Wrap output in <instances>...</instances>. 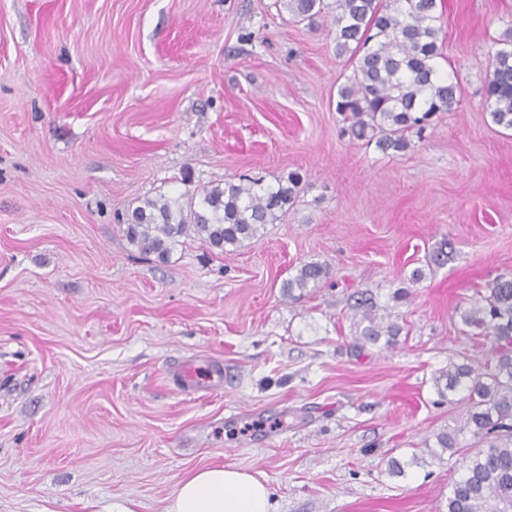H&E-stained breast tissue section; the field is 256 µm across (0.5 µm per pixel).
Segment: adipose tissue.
Segmentation results:
<instances>
[{"instance_id": "ef3b65f1", "label": "adipose tissue", "mask_w": 512, "mask_h": 512, "mask_svg": "<svg viewBox=\"0 0 512 512\" xmlns=\"http://www.w3.org/2000/svg\"><path fill=\"white\" fill-rule=\"evenodd\" d=\"M167 512H274L266 482L245 470L213 464L187 473Z\"/></svg>"}]
</instances>
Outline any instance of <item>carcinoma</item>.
Segmentation results:
<instances>
[{"instance_id":"cac0c4a2","label":"carcinoma","mask_w":512,"mask_h":512,"mask_svg":"<svg viewBox=\"0 0 512 512\" xmlns=\"http://www.w3.org/2000/svg\"><path fill=\"white\" fill-rule=\"evenodd\" d=\"M295 19L312 21L329 15L335 27L336 54L349 55L352 75L337 91L336 111L348 122L346 132L376 148L402 152L411 137H422L430 120L449 112L462 90L442 76L441 27L437 0H279ZM493 70L485 97L495 125L512 130V33L495 41ZM300 176L287 184L265 186L248 179L203 188L200 201L146 199L128 213L125 235L144 256L163 259L178 238L194 232L217 249L240 247L257 237L266 225L285 213L298 195ZM328 275L327 266L305 263L297 276L283 284L284 292L304 289ZM367 322L360 339L391 345L401 328L377 314L372 302L355 306ZM463 324L481 329L493 339L495 363L475 367L468 362L448 364L434 378L441 398L463 390L470 403L468 424L485 440L470 457L466 472L448 496L447 512H512V277H496L471 307L460 314Z\"/></svg>"}]
</instances>
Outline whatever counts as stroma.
Returning a JSON list of instances; mask_svg holds the SVG:
<instances>
[{
  "mask_svg": "<svg viewBox=\"0 0 512 512\" xmlns=\"http://www.w3.org/2000/svg\"><path fill=\"white\" fill-rule=\"evenodd\" d=\"M462 95L408 151L341 136L329 19L275 0H0V512H164L190 470L262 474L275 512H447L479 443L449 363L512 276V131L484 96L512 0H443ZM302 177L242 248L129 244L146 198ZM307 262L329 275L288 297ZM371 296L402 331L357 347ZM223 369L184 388V364ZM455 451L431 458L438 434ZM421 464H413V457ZM405 465L391 475L389 463Z\"/></svg>",
  "mask_w": 512,
  "mask_h": 512,
  "instance_id": "35a3bbf8",
  "label": "stroma"
}]
</instances>
